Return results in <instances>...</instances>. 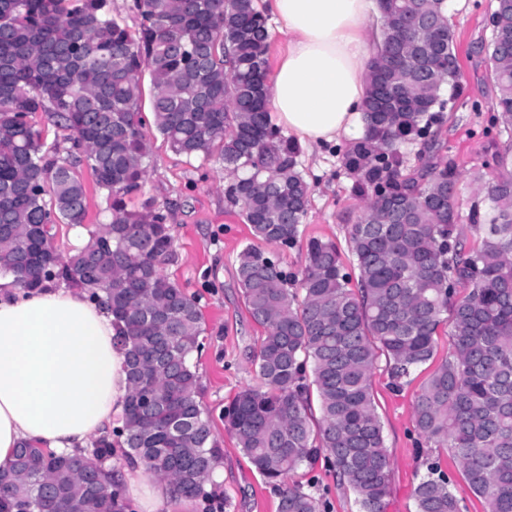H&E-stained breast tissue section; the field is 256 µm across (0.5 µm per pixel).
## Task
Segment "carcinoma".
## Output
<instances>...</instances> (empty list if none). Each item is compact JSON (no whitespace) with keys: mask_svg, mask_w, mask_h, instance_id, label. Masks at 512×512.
<instances>
[{"mask_svg":"<svg viewBox=\"0 0 512 512\" xmlns=\"http://www.w3.org/2000/svg\"><path fill=\"white\" fill-rule=\"evenodd\" d=\"M134 8L132 33L109 16L108 0H0V275L27 290L73 283L112 315L129 385L120 447L182 496L209 501L220 451L191 364L202 315L163 273L177 259L168 210L151 199L126 203L146 174L143 69L155 130L175 152L221 164L224 196L256 240L295 246L311 189L299 146L267 109L269 33L254 0ZM378 10L385 41L370 65L365 133L346 157L371 190L349 231L357 278L331 240L307 241L299 273L254 244L239 251L244 305L266 334L251 356L261 386L235 396L228 429L277 492L278 512H328L314 482L293 479L322 453L360 512H385L392 460L372 376L382 362L392 389L409 384L445 325L448 355L415 396L414 427L427 447L452 453L486 512H512V178L487 187L486 223L476 207L468 216L482 232L474 249L455 206L454 167L401 173L402 146L432 140L444 90H459L460 64L441 0H378ZM491 17L493 110L512 131V0H494ZM408 42L435 61L425 79L397 57ZM38 112L62 131V155L45 157ZM83 163L106 191L110 220L63 260L42 225L84 224ZM458 286L467 293L457 296ZM145 391L155 398L146 412L137 404ZM115 451L110 435L73 454L22 443L0 465V512H124L119 478L104 482L97 464ZM416 452L425 466L416 512H461L439 462Z\"/></svg>","mask_w":512,"mask_h":512,"instance_id":"obj_1","label":"carcinoma"}]
</instances>
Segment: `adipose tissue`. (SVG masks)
<instances>
[{
  "label": "adipose tissue",
  "instance_id": "ef3b65f1",
  "mask_svg": "<svg viewBox=\"0 0 512 512\" xmlns=\"http://www.w3.org/2000/svg\"><path fill=\"white\" fill-rule=\"evenodd\" d=\"M288 36L270 87L278 125L310 147L363 135L362 104L381 39L376 0H263ZM112 318L66 288L0 279V464L34 442L72 452L124 416L125 353Z\"/></svg>",
  "mask_w": 512,
  "mask_h": 512
}]
</instances>
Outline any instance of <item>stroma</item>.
Returning a JSON list of instances; mask_svg holds the SVG:
<instances>
[{"mask_svg":"<svg viewBox=\"0 0 512 512\" xmlns=\"http://www.w3.org/2000/svg\"><path fill=\"white\" fill-rule=\"evenodd\" d=\"M493 0H448V17L455 31L460 63L461 94L449 103L436 125L433 146L413 141L405 148V166L413 173L446 161L460 173L456 206L468 215L473 203L488 207L485 186L494 172V157L508 138L497 120L492 102L497 89L490 77L487 47L491 39L489 16ZM149 142L148 174L132 204L145 199L169 207L171 233L178 254L166 275L198 301L202 314L201 348L192 361L202 386V405L222 452L224 477L217 483L224 512H277V497L256 474L228 431L224 409L235 395L259 379L249 361L265 330L246 310L236 279V256L253 236L240 208L224 196V173L212 160L189 159L176 153L154 126H146ZM349 142L322 152L301 148L299 168L311 186L304 219L305 237L336 242L347 250L349 231L364 213L365 199L357 191V177L347 169L344 153ZM78 171L87 190L88 213L83 226L60 223L52 242L60 256H68L87 240L89 229L110 217L104 191L95 185L87 166ZM435 363L413 376L411 384L395 392L388 375L376 369L372 387L383 424L385 445L393 460L387 512H415L412 491L423 468L416 454L413 402ZM299 480L315 481L330 502V512H357L354 495L338 488L324 462L298 470Z\"/></svg>","mask_w":512,"mask_h":512,"instance_id":"obj_1","label":"stroma"}]
</instances>
